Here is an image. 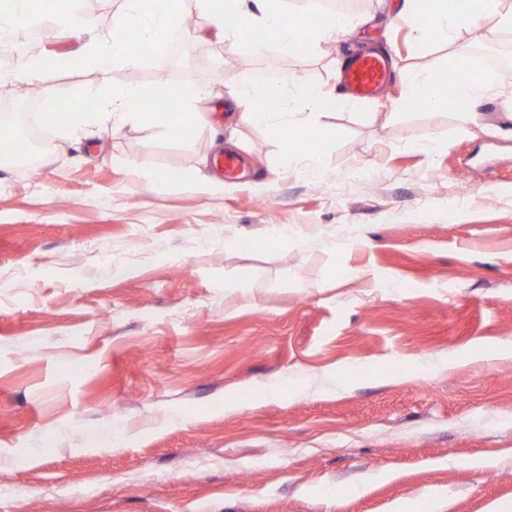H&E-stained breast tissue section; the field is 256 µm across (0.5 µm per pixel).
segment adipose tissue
I'll use <instances>...</instances> for the list:
<instances>
[{
  "label": "adipose tissue",
  "mask_w": 512,
  "mask_h": 512,
  "mask_svg": "<svg viewBox=\"0 0 512 512\" xmlns=\"http://www.w3.org/2000/svg\"><path fill=\"white\" fill-rule=\"evenodd\" d=\"M264 0H200L204 10L211 13L217 24L223 25L226 35L239 42L246 50L261 51L262 43L256 42V31L272 33L273 41L285 54L302 51L306 45H318L334 38L347 28L343 15L335 14L324 20L317 30H309L303 21L285 23L280 14L263 10ZM501 0H462L460 9L449 8L448 0H405L400 18L408 24L421 41L452 42L461 29L481 23L485 16L498 15L499 24L512 27V12L500 10ZM180 32L175 0H163L159 10L152 13L140 31L137 42H130L126 31L125 16L116 17L111 36L91 41L85 50L99 65H107L116 59H133L140 48L155 46L162 39ZM447 66L452 70H469V80L442 91L440 75L435 71H414L406 74L405 81L414 100L434 106L442 103H460L470 106L481 100L489 88V82L480 71L474 70L465 56L452 54ZM229 96L241 107V119L249 124L267 126L279 132L276 107L305 103L310 109L321 110L327 104L326 94L316 86L303 85L300 78L281 73L260 82H246L232 86ZM198 95L197 89L185 88L176 99H169L165 88L153 92L136 85L125 87L113 94L111 116L116 120H139L148 124H160L163 132L172 137L184 135L198 120L197 113L188 106ZM156 101H170L168 120L157 121L154 114L142 111L145 97Z\"/></svg>",
  "instance_id": "adipose-tissue-1"
}]
</instances>
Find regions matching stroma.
Returning <instances> with one entry per match:
<instances>
[{
    "label": "stroma",
    "instance_id": "1",
    "mask_svg": "<svg viewBox=\"0 0 512 512\" xmlns=\"http://www.w3.org/2000/svg\"><path fill=\"white\" fill-rule=\"evenodd\" d=\"M400 2L356 0L345 35L256 55L182 0L198 22L179 57L42 70L24 100L0 83V110L14 116L91 86L205 94L182 138L133 122L85 135L53 125L38 177L0 160V512H493L512 501V76L489 70L496 92L476 125L461 107L418 104L403 73L494 48V20L423 43ZM121 9L95 0L87 27L16 50L74 56L110 35ZM369 48L390 55L394 76L379 98L353 101L340 71ZM250 68L334 97L317 145L289 158L266 127L239 122L227 90ZM231 138L250 167L243 182L213 172ZM280 226L294 237L264 245ZM107 260L126 275L105 277ZM228 276L243 286L225 288ZM336 371L343 382L319 388ZM275 382L281 395L265 396Z\"/></svg>",
    "mask_w": 512,
    "mask_h": 512
}]
</instances>
